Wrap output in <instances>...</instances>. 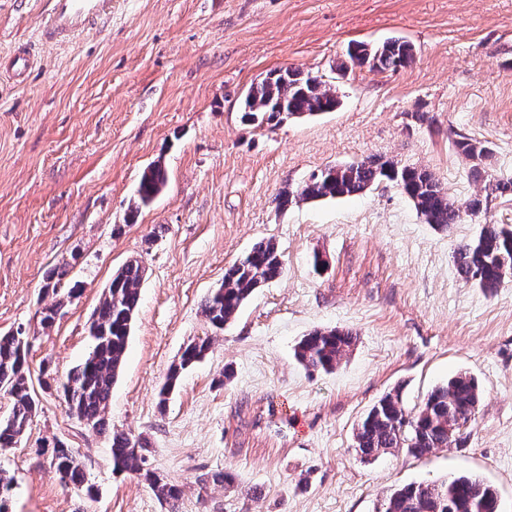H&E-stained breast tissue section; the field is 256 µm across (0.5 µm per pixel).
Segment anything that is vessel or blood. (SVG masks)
I'll list each match as a JSON object with an SVG mask.
<instances>
[{"mask_svg":"<svg viewBox=\"0 0 512 512\" xmlns=\"http://www.w3.org/2000/svg\"><path fill=\"white\" fill-rule=\"evenodd\" d=\"M112 11V0H50L45 21L38 28L40 41L58 46L93 29ZM34 64L28 45L21 44L6 56H0V73L15 81H24Z\"/></svg>","mask_w":512,"mask_h":512,"instance_id":"vessel-or-blood-1","label":"vessel or blood"}]
</instances>
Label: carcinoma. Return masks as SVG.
Listing matches in <instances>:
<instances>
[{"label":"carcinoma","mask_w":512,"mask_h":512,"mask_svg":"<svg viewBox=\"0 0 512 512\" xmlns=\"http://www.w3.org/2000/svg\"><path fill=\"white\" fill-rule=\"evenodd\" d=\"M350 59L368 58V67L385 72L397 71L414 60L412 46L390 40L370 52L361 44L348 51ZM339 105L336 90L309 75L287 68L282 74L269 72L252 84L245 98V116L251 121L271 123L284 109L287 118L330 112ZM457 152L475 162V178L484 180L486 195H512V178H486L480 162L491 157L490 146L466 137L454 141ZM394 183L413 203L425 223L437 230H448L465 218L483 210V199L475 197L460 205L448 198L434 175L423 168L400 166L393 160L367 157L349 164L328 167L314 174L294 192L282 195V203L345 198L363 194L380 182ZM167 182L165 168L155 163L139 181L130 201L129 216L149 205ZM454 264L461 278L472 287L492 295L512 278V225L482 224L471 238L454 252ZM283 273L277 244L272 240L255 243L250 251L224 271V280L203 301L202 313L216 329L233 322L241 306L265 284ZM64 271L51 269L43 293L55 301L42 308L41 331L51 329L64 305L60 281ZM144 268L136 259L128 260L112 276L94 310L90 325L93 348L86 360L57 381L70 413L96 432L108 436L112 473H134L150 486L168 512H178L180 489L147 468V440L112 428L106 412L123 367L131 327L137 313ZM356 336L339 328L315 329L295 346V357L305 368L331 373L346 358ZM209 337L190 343L177 364L170 369L160 391L165 395L176 387L184 370L203 359L211 349ZM28 342L13 332L0 334V392L11 400L9 411L0 415V447L11 448L24 436L38 411L26 359ZM478 380L468 372H458L436 385L414 408L405 406L402 386L382 396L357 423L353 433L356 452L368 460L391 450H402L416 458L438 448L466 443V429L480 401ZM51 463L60 479L77 489L93 486L86 479L84 461L65 442L52 443ZM497 490L482 479L458 476L446 480L410 483L392 489L383 499L380 512H500Z\"/></svg>","instance_id":"cac0c4a2"}]
</instances>
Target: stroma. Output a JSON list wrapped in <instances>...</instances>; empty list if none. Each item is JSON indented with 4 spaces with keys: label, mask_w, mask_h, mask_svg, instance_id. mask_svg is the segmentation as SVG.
<instances>
[{
    "label": "stroma",
    "mask_w": 512,
    "mask_h": 512,
    "mask_svg": "<svg viewBox=\"0 0 512 512\" xmlns=\"http://www.w3.org/2000/svg\"><path fill=\"white\" fill-rule=\"evenodd\" d=\"M47 9L0 0V54L28 41L36 55L26 84L0 76V333L30 336L32 374L61 379L86 358L102 291L134 258L145 277L108 417L148 440L152 468L182 490L179 512H378L396 486L451 475L494 485L512 512V281L486 295L453 262L479 225L512 224V197H489L447 231L389 181L281 203L367 156L429 168L465 203L484 183L457 155L459 134L489 142L487 173L512 178V0H112L111 19L66 47L37 45ZM391 39L412 45L410 66L380 73L348 57L351 43ZM280 67L332 85L339 106L247 121L248 88ZM156 162L167 183L128 218ZM263 239L277 242L283 275L214 331L204 299ZM60 264L72 296L43 333L53 298L41 287ZM334 327L357 335L347 361L332 373L299 365L302 336ZM206 336L209 353L160 400L170 367ZM460 371L482 389L465 447L356 454L353 429L385 392L402 385L411 408ZM39 399L21 444L0 448L15 476L8 512H167L139 478L113 474L107 437L60 393ZM57 438L84 459L93 496L60 482L47 449ZM216 470L233 482L200 485Z\"/></svg>",
    "instance_id": "stroma-1"
}]
</instances>
